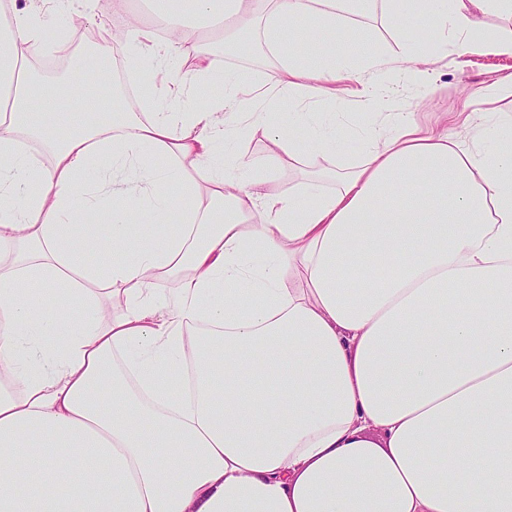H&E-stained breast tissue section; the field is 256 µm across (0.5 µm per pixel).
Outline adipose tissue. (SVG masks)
<instances>
[{
    "label": "adipose tissue",
    "instance_id": "ef3b65f1",
    "mask_svg": "<svg viewBox=\"0 0 512 512\" xmlns=\"http://www.w3.org/2000/svg\"><path fill=\"white\" fill-rule=\"evenodd\" d=\"M361 2L163 0L123 31L162 86L139 113L84 63L35 76L67 50L37 13L0 24V512H512V114L454 113L459 139L391 112L340 166L329 110L512 56V25L482 35L512 0H379L393 56L358 53ZM190 15L249 28L265 91ZM343 92L332 105L331 110L334 112H348L353 122L371 121L377 118L376 115H366L358 106L357 84L346 82L342 85Z\"/></svg>",
    "mask_w": 512,
    "mask_h": 512
}]
</instances>
